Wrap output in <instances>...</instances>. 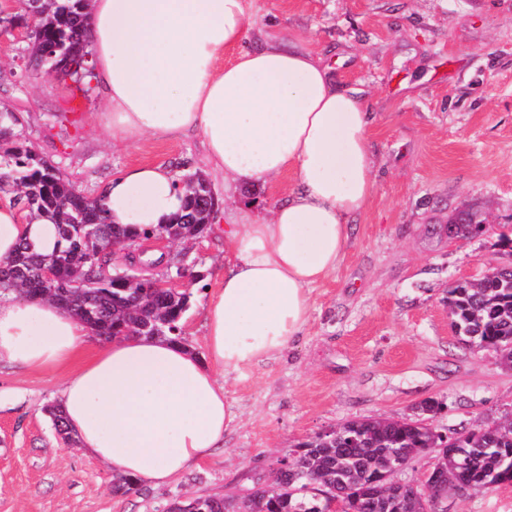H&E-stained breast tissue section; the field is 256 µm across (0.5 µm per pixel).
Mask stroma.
I'll use <instances>...</instances> for the list:
<instances>
[{
  "instance_id": "stroma-1",
  "label": "stroma",
  "mask_w": 512,
  "mask_h": 512,
  "mask_svg": "<svg viewBox=\"0 0 512 512\" xmlns=\"http://www.w3.org/2000/svg\"><path fill=\"white\" fill-rule=\"evenodd\" d=\"M245 45L288 30L361 90L374 159L369 208L351 221L345 255L312 288L309 321L275 360L232 375L237 420L223 448L170 484L114 492L113 470L59 437L44 408L60 401L64 371L0 364V512H165L176 498H241L299 441L363 418L420 419L464 431L512 416V369L456 339L444 298L462 280L512 262L498 244L512 230V0H248ZM83 193L120 171L163 164L175 177L205 170L200 139L113 140L94 79L44 77L27 41L0 33V109ZM276 189L242 186L184 258L204 271L183 336L205 355L203 307L224 261L225 217L264 212ZM486 233H438L459 211ZM426 400L442 411L420 414ZM448 512H512V484L450 499Z\"/></svg>"
}]
</instances>
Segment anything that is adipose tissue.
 Returning <instances> with one entry per match:
<instances>
[{"instance_id":"1","label":"adipose tissue","mask_w":512,"mask_h":512,"mask_svg":"<svg viewBox=\"0 0 512 512\" xmlns=\"http://www.w3.org/2000/svg\"><path fill=\"white\" fill-rule=\"evenodd\" d=\"M247 0H90L85 27L113 139L201 137L228 187L292 189L265 214L224 226V265L205 306V356L125 336L83 350L93 331L66 309L0 300V363L67 368L61 403L84 452L156 487L213 455L235 416L227 376L280 356L308 321L310 288L335 271L350 217L371 201L369 114L296 34L243 46ZM110 223H169L182 209L174 175L139 165L102 197ZM56 228L0 203V263L28 241L52 252Z\"/></svg>"}]
</instances>
